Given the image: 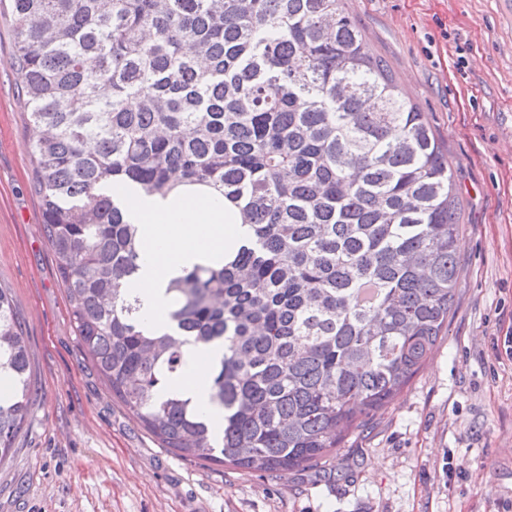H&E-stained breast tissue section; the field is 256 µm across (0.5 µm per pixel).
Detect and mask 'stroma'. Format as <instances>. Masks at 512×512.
Instances as JSON below:
<instances>
[{
  "label": "stroma",
  "instance_id": "1",
  "mask_svg": "<svg viewBox=\"0 0 512 512\" xmlns=\"http://www.w3.org/2000/svg\"><path fill=\"white\" fill-rule=\"evenodd\" d=\"M435 134L461 235L448 332L327 461L285 475L163 448L91 366L31 190L32 148L0 20V283L37 394L0 466V512H512V0H346Z\"/></svg>",
  "mask_w": 512,
  "mask_h": 512
}]
</instances>
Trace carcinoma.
Segmentation results:
<instances>
[{
  "label": "carcinoma",
  "instance_id": "obj_1",
  "mask_svg": "<svg viewBox=\"0 0 512 512\" xmlns=\"http://www.w3.org/2000/svg\"><path fill=\"white\" fill-rule=\"evenodd\" d=\"M1 14L76 335L161 447L286 474L410 383L448 326L459 199L423 113L343 0H0ZM173 171L222 192L251 236L171 280L158 331L126 288L139 227L112 189L165 195ZM188 343L218 348L220 432L173 387ZM1 373L0 464L35 384L3 285Z\"/></svg>",
  "mask_w": 512,
  "mask_h": 512
}]
</instances>
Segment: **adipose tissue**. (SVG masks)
<instances>
[{"instance_id": "ef3b65f1", "label": "adipose tissue", "mask_w": 512, "mask_h": 512, "mask_svg": "<svg viewBox=\"0 0 512 512\" xmlns=\"http://www.w3.org/2000/svg\"><path fill=\"white\" fill-rule=\"evenodd\" d=\"M167 196L124 192L122 207L129 223L138 225L144 249L139 270L130 280L142 301L145 325L169 328V282L184 270L208 265L233 254L247 236L237 207L219 192L188 185L173 177ZM213 355L195 346L185 349V364L175 386L195 400L202 416L223 429L224 414L208 400Z\"/></svg>"}]
</instances>
